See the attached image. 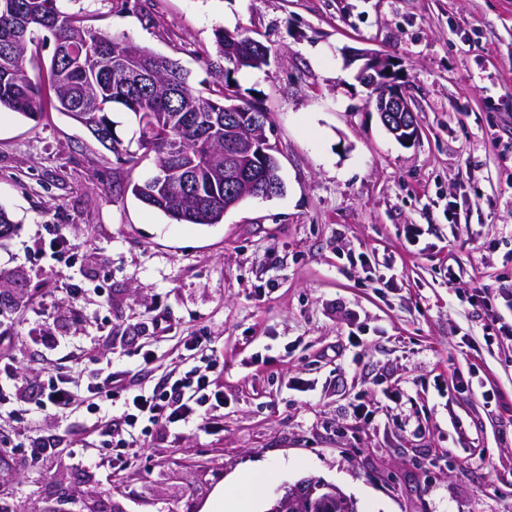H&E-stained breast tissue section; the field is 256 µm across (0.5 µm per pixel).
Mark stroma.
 Masks as SVG:
<instances>
[{
    "mask_svg": "<svg viewBox=\"0 0 512 512\" xmlns=\"http://www.w3.org/2000/svg\"><path fill=\"white\" fill-rule=\"evenodd\" d=\"M62 6L178 59L195 84L210 78L217 32L269 46V65L236 80L270 116L284 189L222 223L181 224L124 190L154 173L153 158L130 167L49 106L34 120L0 113V206L15 223L0 239V323L29 384L60 357L32 342L42 328L110 363L130 389L181 370L191 334L208 339L196 364L224 362L223 432L153 429L143 456L115 471L71 452L83 413L46 418L65 446L45 461L23 459L15 423L0 419V500L13 512H204L233 476L268 463L251 512L310 477L359 512H512V343L485 342L494 315L511 321L512 310L472 297L496 298L512 277V0ZM355 50L399 62L414 143L369 106ZM49 224L78 257L87 315L77 324ZM43 297L55 306L39 317ZM149 349L151 369L139 371ZM360 401L372 423L354 420Z\"/></svg>",
    "mask_w": 512,
    "mask_h": 512,
    "instance_id": "1",
    "label": "stroma"
}]
</instances>
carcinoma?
Returning a JSON list of instances; mask_svg holds the SVG:
<instances>
[{"label": "carcinoma", "instance_id": "carcinoma-1", "mask_svg": "<svg viewBox=\"0 0 512 512\" xmlns=\"http://www.w3.org/2000/svg\"><path fill=\"white\" fill-rule=\"evenodd\" d=\"M59 0H0V110L6 109L34 120L44 108L40 84L26 69V57L39 46L34 34L47 32L52 38L84 46L83 34L99 35L98 46L81 54L53 53L47 72L54 93V106L63 111L71 102L98 114L99 138L115 142L112 153L125 157L131 166L141 155L154 154L155 172L126 184L143 204L185 224H219L224 219V150L238 134L224 106L233 112H255L268 122L266 112L256 108L240 91L231 89V60L249 56L260 68L259 45L238 32L216 33V58L207 66L213 78L209 95L196 88L181 65L163 72L157 84L135 87L126 73L151 63L156 52L125 38L111 36L85 24L83 17L58 5ZM131 113L150 112L156 126L137 125L135 140L143 154L124 148L113 131V107Z\"/></svg>", "mask_w": 512, "mask_h": 512}]
</instances>
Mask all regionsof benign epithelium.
<instances>
[{
	"instance_id": "obj_1",
	"label": "benign epithelium",
	"mask_w": 512,
	"mask_h": 512,
	"mask_svg": "<svg viewBox=\"0 0 512 512\" xmlns=\"http://www.w3.org/2000/svg\"><path fill=\"white\" fill-rule=\"evenodd\" d=\"M357 59L365 60L358 78L372 90L375 108L388 132L399 142L410 144L418 136V125L412 111L406 88L399 83L396 61L371 50H357ZM241 135L233 149L225 153L224 182L229 193L224 197V210L234 207L245 193H255L262 198H270L282 185L279 165L271 153L263 128L256 116L244 115L240 122ZM268 159L259 176H249L255 159ZM323 495L336 504L349 510L355 502L336 485L322 480L307 479L282 488L279 496L268 512H288V509H303L312 504L313 498Z\"/></svg>"
}]
</instances>
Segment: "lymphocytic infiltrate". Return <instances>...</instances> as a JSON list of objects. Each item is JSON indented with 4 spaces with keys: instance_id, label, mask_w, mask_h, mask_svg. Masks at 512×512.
<instances>
[{
    "instance_id": "lymphocytic-infiltrate-1",
    "label": "lymphocytic infiltrate",
    "mask_w": 512,
    "mask_h": 512,
    "mask_svg": "<svg viewBox=\"0 0 512 512\" xmlns=\"http://www.w3.org/2000/svg\"><path fill=\"white\" fill-rule=\"evenodd\" d=\"M218 366L214 359L203 367L190 365L151 388L129 392L108 368L91 370L86 384L61 370L35 390L14 362L0 360V411L25 420L15 446L30 459L39 460L55 454L60 442L32 417V410L59 415L85 408L92 418L90 431L95 434L103 406H112V419L121 434L117 440H103L102 446L114 468L140 454L156 426L192 425L207 434H218L224 422V388L215 376Z\"/></svg>"
}]
</instances>
